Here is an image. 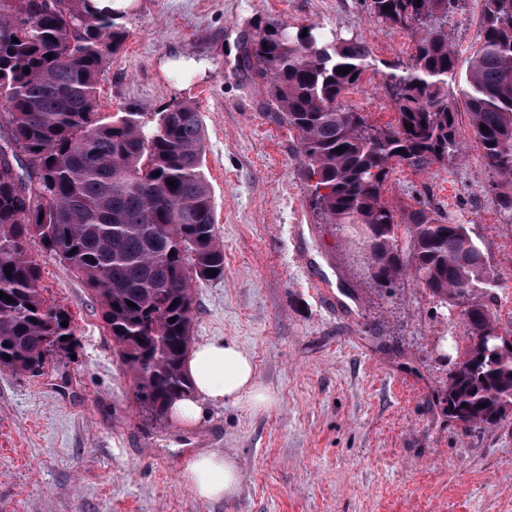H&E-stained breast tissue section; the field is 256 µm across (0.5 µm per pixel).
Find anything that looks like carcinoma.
Segmentation results:
<instances>
[{
  "label": "carcinoma",
  "mask_w": 512,
  "mask_h": 512,
  "mask_svg": "<svg viewBox=\"0 0 512 512\" xmlns=\"http://www.w3.org/2000/svg\"><path fill=\"white\" fill-rule=\"evenodd\" d=\"M87 2L0 0V155L21 152L35 172L23 188L0 165V370L37 372L75 344L71 314L43 295L40 264L19 250L36 236L92 293L136 404L160 421L169 396L191 390L183 365L193 340L194 283L224 278L203 169L205 130L190 103L150 116L98 112L99 75L129 33ZM460 3L370 0L387 27L416 35L412 62L383 73L396 114L385 126L344 100L370 66L371 50L358 34L328 40L269 24L245 43L242 65L267 80L277 119L298 133L303 164L317 177L315 206L378 264L372 278L388 288L408 265L440 303L466 302L469 344L457 356L471 368L451 372L444 392L448 418L466 428L498 424L512 404V354L487 355L479 342L498 329L475 299L491 281L483 250L467 225L425 205L407 214L403 248L384 197L392 162L424 169L459 150L457 98L448 94L459 58L448 14ZM459 95L512 223V0H484L483 41L466 60ZM339 146L345 151L336 152Z\"/></svg>",
  "instance_id": "obj_1"
}]
</instances>
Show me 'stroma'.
I'll return each mask as SVG.
<instances>
[{
	"label": "stroma",
	"mask_w": 512,
	"mask_h": 512,
	"mask_svg": "<svg viewBox=\"0 0 512 512\" xmlns=\"http://www.w3.org/2000/svg\"><path fill=\"white\" fill-rule=\"evenodd\" d=\"M140 4L121 18L129 38L99 76L98 109L188 102L201 112L224 277L195 288L194 340L238 343L274 401L215 404L192 428L143 419L95 299L31 238L40 285L72 313L77 344L41 375L0 370V512H512V420L464 428L443 403L453 364L443 339L468 342L462 307L440 306L409 273L374 283L315 210L298 137L278 122L265 82L239 63L243 41L268 23L361 35L371 65L345 100H366L383 126L395 111L382 73L410 63L414 35L386 27L369 0ZM482 13L483 0H462L449 18L459 58L479 45ZM181 52L203 70L162 71ZM458 131L462 150L446 164L392 166L386 196L397 215L423 203L468 225L495 275L477 298L512 332V224L486 188L467 113ZM316 279L352 319L325 308ZM200 451L236 456V496L193 493L185 467Z\"/></svg>",
	"instance_id": "stroma-1"
}]
</instances>
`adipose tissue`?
<instances>
[{
    "label": "adipose tissue",
    "mask_w": 512,
    "mask_h": 512,
    "mask_svg": "<svg viewBox=\"0 0 512 512\" xmlns=\"http://www.w3.org/2000/svg\"><path fill=\"white\" fill-rule=\"evenodd\" d=\"M184 370L192 389L170 407V416L177 422L198 424L214 402L246 400L257 408L271 402L269 391L255 378L250 356L234 342L211 339L195 345ZM187 479L197 497L221 500L238 492L241 470L234 456L203 451L189 462Z\"/></svg>",
    "instance_id": "ef3b65f1"
}]
</instances>
